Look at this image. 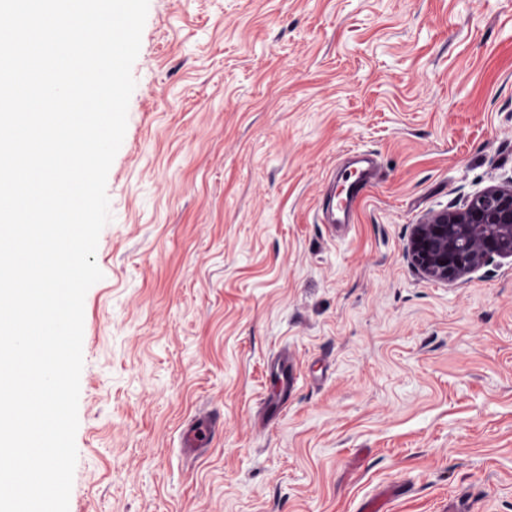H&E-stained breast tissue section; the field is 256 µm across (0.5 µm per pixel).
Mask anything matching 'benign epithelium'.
<instances>
[{
	"label": "benign epithelium",
	"instance_id": "benign-epithelium-1",
	"mask_svg": "<svg viewBox=\"0 0 512 512\" xmlns=\"http://www.w3.org/2000/svg\"><path fill=\"white\" fill-rule=\"evenodd\" d=\"M498 256L512 257V185L474 195L414 225L405 257L422 276L457 281Z\"/></svg>",
	"mask_w": 512,
	"mask_h": 512
}]
</instances>
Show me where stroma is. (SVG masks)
Masks as SVG:
<instances>
[{
  "mask_svg": "<svg viewBox=\"0 0 512 512\" xmlns=\"http://www.w3.org/2000/svg\"><path fill=\"white\" fill-rule=\"evenodd\" d=\"M132 76L69 512H512V258L446 283L404 256L512 183V0H149ZM354 151L381 179L333 228ZM272 365L269 374L278 384L280 397L278 400L266 404V410L271 418L279 416L287 408L288 392L294 387L296 379V374L292 371L286 354H283ZM220 425L219 416L215 413L196 419L183 432V448L192 451L209 447L219 432Z\"/></svg>",
  "mask_w": 512,
  "mask_h": 512,
  "instance_id": "obj_1",
  "label": "stroma"
}]
</instances>
